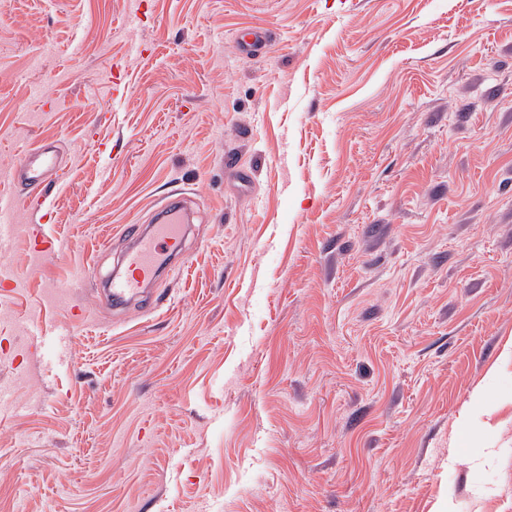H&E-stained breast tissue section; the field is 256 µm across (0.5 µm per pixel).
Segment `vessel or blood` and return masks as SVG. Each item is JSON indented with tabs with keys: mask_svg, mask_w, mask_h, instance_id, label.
Masks as SVG:
<instances>
[{
	"mask_svg": "<svg viewBox=\"0 0 512 512\" xmlns=\"http://www.w3.org/2000/svg\"><path fill=\"white\" fill-rule=\"evenodd\" d=\"M59 165L56 145L44 140L23 154L11 168L9 178L25 179L29 187L36 188ZM189 221L183 194H175L163 203L155 211L149 231L135 234L132 247L122 259L125 270L109 280L103 293L105 301L128 306L139 300L162 270L183 254L185 226Z\"/></svg>",
	"mask_w": 512,
	"mask_h": 512,
	"instance_id": "obj_1",
	"label": "vessel or blood"
}]
</instances>
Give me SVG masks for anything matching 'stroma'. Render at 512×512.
I'll list each match as a JSON object with an SVG mask.
<instances>
[{
	"label": "stroma",
	"instance_id": "stroma-1",
	"mask_svg": "<svg viewBox=\"0 0 512 512\" xmlns=\"http://www.w3.org/2000/svg\"><path fill=\"white\" fill-rule=\"evenodd\" d=\"M0 194V512H512V0H11ZM60 166L57 146L54 142L41 141L26 153L14 165L9 174L10 181L14 183L23 177L31 188L39 187L50 171ZM185 203L183 194L176 193L155 211L148 232L126 229L134 243L122 259L125 272L115 273L103 293L108 304L129 306L139 300L162 270L184 253V224L190 222Z\"/></svg>",
	"mask_w": 512,
	"mask_h": 512
}]
</instances>
